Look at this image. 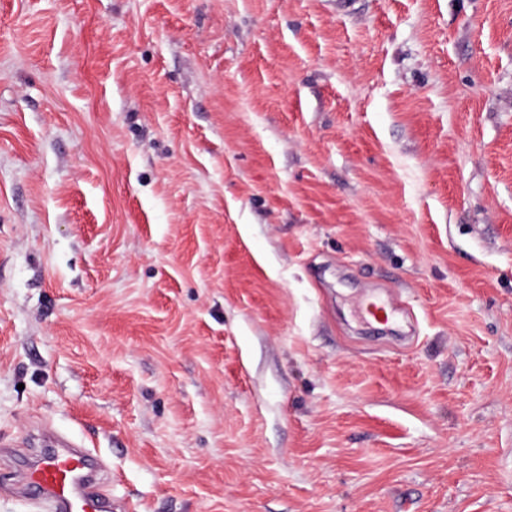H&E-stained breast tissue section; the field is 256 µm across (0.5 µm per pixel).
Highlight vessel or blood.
I'll return each instance as SVG.
<instances>
[{
    "instance_id": "obj_1",
    "label": "vessel or blood",
    "mask_w": 512,
    "mask_h": 512,
    "mask_svg": "<svg viewBox=\"0 0 512 512\" xmlns=\"http://www.w3.org/2000/svg\"><path fill=\"white\" fill-rule=\"evenodd\" d=\"M97 454L88 448H55L37 455L29 484L38 512H112L107 496L96 490Z\"/></svg>"
}]
</instances>
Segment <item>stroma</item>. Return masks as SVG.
<instances>
[{
  "mask_svg": "<svg viewBox=\"0 0 512 512\" xmlns=\"http://www.w3.org/2000/svg\"><path fill=\"white\" fill-rule=\"evenodd\" d=\"M45 427L134 512H512V0H0Z\"/></svg>",
  "mask_w": 512,
  "mask_h": 512,
  "instance_id": "stroma-1",
  "label": "stroma"
}]
</instances>
